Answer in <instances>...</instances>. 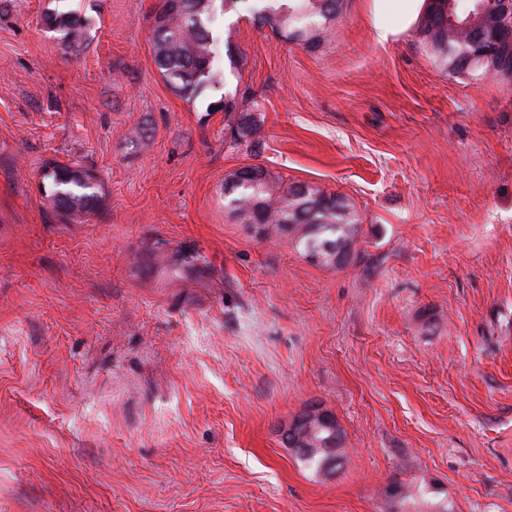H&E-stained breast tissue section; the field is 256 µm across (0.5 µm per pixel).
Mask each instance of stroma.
<instances>
[{
	"instance_id": "1",
	"label": "stroma",
	"mask_w": 512,
	"mask_h": 512,
	"mask_svg": "<svg viewBox=\"0 0 512 512\" xmlns=\"http://www.w3.org/2000/svg\"><path fill=\"white\" fill-rule=\"evenodd\" d=\"M158 4L0 0V512H393L394 482L512 512V83L448 76L415 28L379 44L368 0L311 48L238 0L186 100ZM51 163L97 175L94 213L45 199ZM249 164L348 198L354 260L238 223ZM311 404L338 469L281 439ZM46 21L50 28L60 32L61 44L64 48L85 38V29L72 11L49 15ZM237 108L235 97H224V120L234 142L254 135L257 130L256 125L244 121L242 117L238 118ZM333 419V427H321L316 434H314L315 444L311 448H315L310 455L299 454L301 461L308 467L316 470H329L328 464L331 460L336 461L330 463L333 467L339 466L340 453L342 452L343 445V431L336 420V417L331 415Z\"/></svg>"
}]
</instances>
